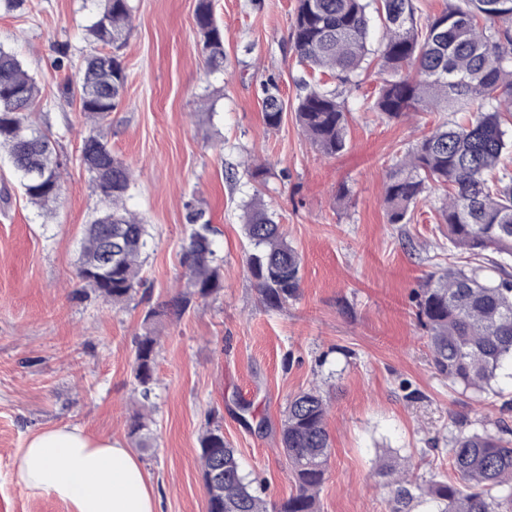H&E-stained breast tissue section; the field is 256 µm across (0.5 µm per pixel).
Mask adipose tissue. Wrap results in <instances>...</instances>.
<instances>
[{"instance_id": "adipose-tissue-1", "label": "adipose tissue", "mask_w": 512, "mask_h": 512, "mask_svg": "<svg viewBox=\"0 0 512 512\" xmlns=\"http://www.w3.org/2000/svg\"><path fill=\"white\" fill-rule=\"evenodd\" d=\"M20 471L32 494L67 501L74 512H158V494L139 458L122 442L78 426L28 438Z\"/></svg>"}]
</instances>
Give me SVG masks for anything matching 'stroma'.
I'll return each instance as SVG.
<instances>
[{
  "mask_svg": "<svg viewBox=\"0 0 512 512\" xmlns=\"http://www.w3.org/2000/svg\"><path fill=\"white\" fill-rule=\"evenodd\" d=\"M122 100L105 137L135 172L127 205L144 220L146 296L164 304L187 284L182 255L194 204L217 229L223 286L159 336L147 450L138 456L159 492L158 512H207L198 441L218 424L240 465L273 505L294 485L281 452L290 395L319 388L328 403L332 455L320 512H389L393 486L380 460L407 459L419 481L450 475L452 419L493 425L499 390L449 388L430 365L415 296L433 274L466 260L444 250L437 192L406 224L387 221V175L397 158L449 112L389 120L369 110L380 77L328 81L348 113L346 149L319 153L295 106L304 77L289 32L296 0H214L224 27V66L200 49L196 0H130ZM95 0H25L0 7V47L13 51L40 93L32 120L56 142L62 191L43 215L0 154V512H72L35 496L20 476V451L35 432L77 425L134 442L132 366L144 333L136 301L83 298L77 275L84 227L99 205L81 159L90 125L78 101L61 97L91 44ZM279 86L278 129L262 117L263 86ZM261 198L301 256L296 300L273 309L246 266L242 214Z\"/></svg>",
  "mask_w": 512,
  "mask_h": 512,
  "instance_id": "obj_1",
  "label": "stroma"
}]
</instances>
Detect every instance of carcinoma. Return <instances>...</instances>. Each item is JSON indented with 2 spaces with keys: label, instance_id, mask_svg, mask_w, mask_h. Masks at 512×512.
I'll return each instance as SVG.
<instances>
[{
  "label": "carcinoma",
  "instance_id": "carcinoma-1",
  "mask_svg": "<svg viewBox=\"0 0 512 512\" xmlns=\"http://www.w3.org/2000/svg\"><path fill=\"white\" fill-rule=\"evenodd\" d=\"M88 27L100 49L85 58L78 81H66L60 92L78 99L93 127L81 147L98 214H112L108 225L94 218L86 225L78 277L86 294L125 304L142 285L146 224L125 206L132 169L103 151L102 125L117 108L127 82L119 50L131 29L130 0H102ZM371 0H297L289 40L298 62L313 79L303 83L295 117L317 151L335 156L347 146L348 113L336 92L321 84L329 76L349 84L368 64L372 49ZM382 38L379 70L382 81L371 108L390 120L408 112H465L463 122L443 123L422 136L396 161L385 188L389 223L407 224L416 204L434 187L443 192L439 215L445 224L448 251L471 259L485 253L495 276L474 269L448 267L425 281L417 293L419 320L427 329L430 360L448 385L483 393L505 375L512 379V171L502 165L512 152V132L503 114L512 112V0H448L439 13L420 21L414 0H376ZM195 26L202 52L212 70L224 67V31L213 0H197ZM39 95L35 78L17 56L0 47V153H5L21 179L29 202L47 212L61 191L62 176L54 159L51 135L34 126L29 114ZM283 116L279 88L265 87L263 118L276 129ZM45 169L34 183L24 171ZM191 226L185 251L187 291L170 303L148 307L145 333L136 340L133 377L144 404L155 384L157 338L153 325L181 315L197 298L221 285V266L214 248L216 230L205 212L186 204ZM122 230L119 257L107 274L93 272L109 228ZM244 235L254 251L247 256L250 275L264 302L280 308L294 299L301 283V258L264 205L246 206ZM327 402L315 388L288 398L281 425V447L295 493L275 512H318L316 495L327 473L331 444L326 429ZM448 464L455 480L431 479L418 484L410 468L398 464L379 470L394 476L389 512H413L426 503L430 512H512V426L504 417L494 428L475 430L467 415L453 418ZM147 424L140 414L128 435L147 447ZM202 478L220 469L224 488L207 492V512H269L267 501L239 463L237 452L213 426L199 439Z\"/></svg>",
  "mask_w": 512,
  "mask_h": 512
}]
</instances>
